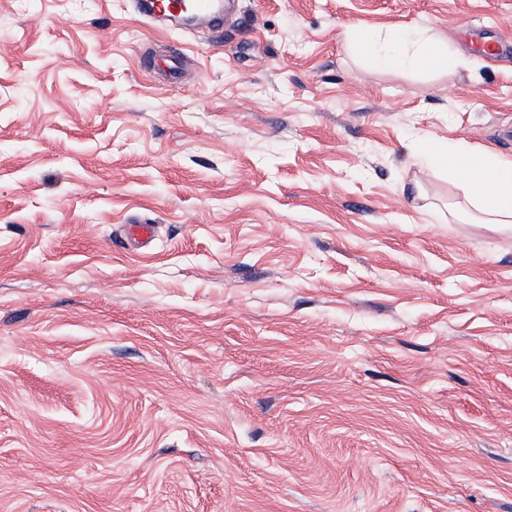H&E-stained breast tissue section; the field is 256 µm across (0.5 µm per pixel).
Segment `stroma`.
<instances>
[{
    "instance_id": "obj_1",
    "label": "stroma",
    "mask_w": 512,
    "mask_h": 512,
    "mask_svg": "<svg viewBox=\"0 0 512 512\" xmlns=\"http://www.w3.org/2000/svg\"><path fill=\"white\" fill-rule=\"evenodd\" d=\"M510 127L512 0H0V512H512V231L419 163ZM147 1V2H146ZM236 0L224 1V13L214 0H195L191 6L194 22L190 25L182 23L183 4L176 0H134L130 1V8L144 21L159 23L172 28H188L195 23L206 24L211 30L223 28L227 17V4ZM348 41L353 52L378 67L448 68L459 61L454 51L436 49L434 35L428 29L393 30L382 39L354 32L348 36Z\"/></svg>"
}]
</instances>
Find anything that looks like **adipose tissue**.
<instances>
[{
	"label": "adipose tissue",
	"instance_id": "ef3b65f1",
	"mask_svg": "<svg viewBox=\"0 0 512 512\" xmlns=\"http://www.w3.org/2000/svg\"><path fill=\"white\" fill-rule=\"evenodd\" d=\"M348 41L353 52L379 67L448 68L458 62L456 53L436 49L432 32L422 28L393 30L381 38L354 32ZM438 153L475 203L481 223L512 224V159L462 143L441 146Z\"/></svg>",
	"mask_w": 512,
	"mask_h": 512
}]
</instances>
